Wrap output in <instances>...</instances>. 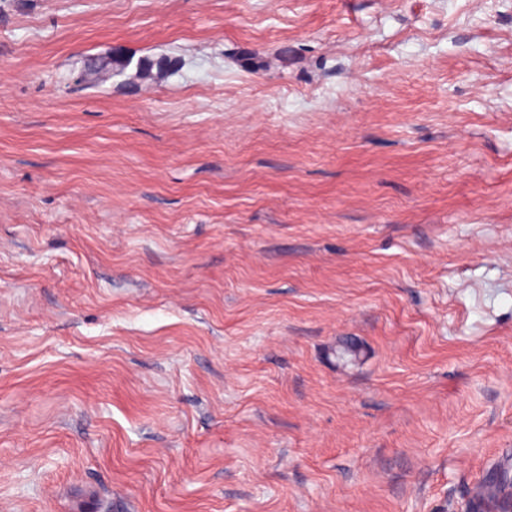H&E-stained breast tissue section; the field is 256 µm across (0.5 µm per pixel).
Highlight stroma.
<instances>
[{
    "instance_id": "1",
    "label": "stroma",
    "mask_w": 512,
    "mask_h": 512,
    "mask_svg": "<svg viewBox=\"0 0 512 512\" xmlns=\"http://www.w3.org/2000/svg\"><path fill=\"white\" fill-rule=\"evenodd\" d=\"M505 461L512 0H0V512H464ZM132 60L123 56H115L109 62L90 65L86 68L82 80L90 84H99L106 76L113 77L124 73Z\"/></svg>"
}]
</instances>
